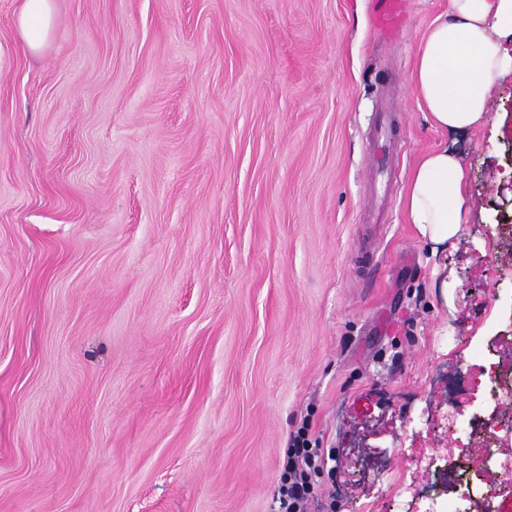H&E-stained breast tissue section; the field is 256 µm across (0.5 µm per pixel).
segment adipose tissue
I'll use <instances>...</instances> for the list:
<instances>
[{
    "instance_id": "1",
    "label": "adipose tissue",
    "mask_w": 512,
    "mask_h": 512,
    "mask_svg": "<svg viewBox=\"0 0 512 512\" xmlns=\"http://www.w3.org/2000/svg\"><path fill=\"white\" fill-rule=\"evenodd\" d=\"M55 0H21L15 18L31 53H39L55 26ZM512 40V0H449L448 13L429 25L416 54L412 83L431 124L443 131L480 129L493 85L512 64L502 41ZM465 172L442 147L424 154L406 193L409 220L434 245L458 233L470 210Z\"/></svg>"
}]
</instances>
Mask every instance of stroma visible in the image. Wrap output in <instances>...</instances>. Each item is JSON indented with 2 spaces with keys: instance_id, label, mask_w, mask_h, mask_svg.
<instances>
[{
  "instance_id": "obj_1",
  "label": "stroma",
  "mask_w": 512,
  "mask_h": 512,
  "mask_svg": "<svg viewBox=\"0 0 512 512\" xmlns=\"http://www.w3.org/2000/svg\"><path fill=\"white\" fill-rule=\"evenodd\" d=\"M0 0V512H512V413L475 371L512 336V66L444 133L411 74L449 0H56L31 54ZM389 204L363 207L379 115ZM457 152L453 245L408 221ZM460 413L449 426V407ZM405 0H378L373 23L379 36L388 41L394 39L405 24ZM465 172L448 147L424 154L413 169L406 193L410 224L434 248L447 245L470 210L464 191ZM306 436V428H300L288 448L280 482L274 491L280 512H307L309 502L318 495V479L331 450L326 454L324 448H310L311 441Z\"/></svg>"
}]
</instances>
